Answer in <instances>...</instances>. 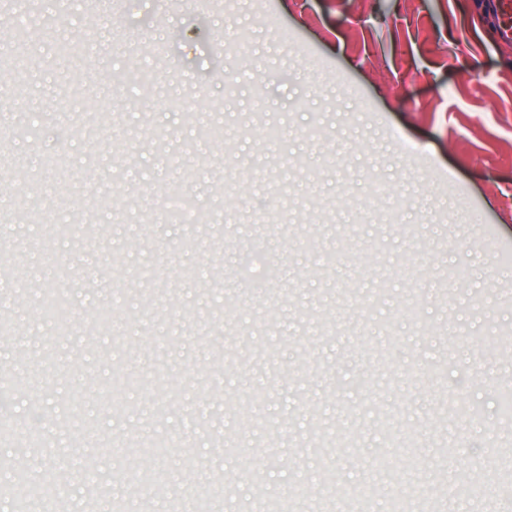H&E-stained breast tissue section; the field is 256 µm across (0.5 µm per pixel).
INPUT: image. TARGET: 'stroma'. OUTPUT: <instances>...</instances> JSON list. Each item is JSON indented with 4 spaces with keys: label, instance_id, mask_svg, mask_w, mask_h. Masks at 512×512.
Listing matches in <instances>:
<instances>
[{
    "label": "stroma",
    "instance_id": "1",
    "mask_svg": "<svg viewBox=\"0 0 512 512\" xmlns=\"http://www.w3.org/2000/svg\"><path fill=\"white\" fill-rule=\"evenodd\" d=\"M12 22L85 48L69 65L37 44L21 91L0 68V370L25 379L0 388V418L39 436L0 441V484L67 469L32 512H195L204 490L209 512H266L330 468L377 494L295 512H388L474 470L492 495L438 512H512L481 465L512 443L497 401L512 350L494 344L512 331V43L474 0H102L92 16L42 0L0 29ZM133 64L162 72L155 95L125 78ZM72 69L83 82L64 105ZM218 102L226 148L196 134ZM56 155L65 166L47 168ZM181 179L213 211L208 234L136 217ZM73 205L102 233L78 250L49 233ZM34 280L63 293L71 335L37 300L14 305ZM102 307L108 360L85 348ZM118 363L141 379L119 410L101 397ZM257 388L261 409L224 403ZM448 393L465 413L444 430ZM373 401L414 442L383 473ZM158 431L165 484L142 496L123 452Z\"/></svg>",
    "mask_w": 512,
    "mask_h": 512
}]
</instances>
